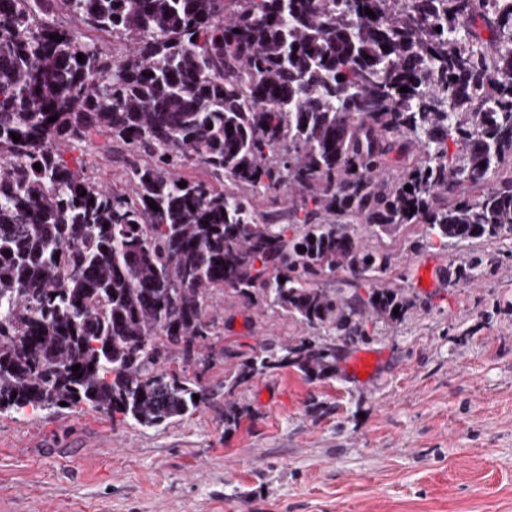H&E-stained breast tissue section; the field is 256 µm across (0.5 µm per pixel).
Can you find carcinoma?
Masks as SVG:
<instances>
[{"label": "carcinoma", "mask_w": 512, "mask_h": 512, "mask_svg": "<svg viewBox=\"0 0 512 512\" xmlns=\"http://www.w3.org/2000/svg\"><path fill=\"white\" fill-rule=\"evenodd\" d=\"M92 129L123 187L64 158ZM408 224L512 238V0H0V413L193 414L213 393L186 365L217 335L218 291L363 342L407 289L318 282L384 271L363 238ZM483 275L473 250L456 281ZM336 353L266 344L224 395L283 367L334 375Z\"/></svg>", "instance_id": "1"}]
</instances>
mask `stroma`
<instances>
[{
    "mask_svg": "<svg viewBox=\"0 0 512 512\" xmlns=\"http://www.w3.org/2000/svg\"><path fill=\"white\" fill-rule=\"evenodd\" d=\"M118 181L98 131L66 154ZM385 237L379 285L415 304L370 341L339 347L334 377L292 367L224 395V378L262 344L305 335L279 310L216 293L208 364L188 378L213 396L192 415L141 427L100 410L0 414V512H512V239L478 241L485 274L454 282L469 244ZM427 266L432 285L415 284ZM363 352L375 364L351 371ZM242 409L224 423V402Z\"/></svg>",
    "mask_w": 512,
    "mask_h": 512,
    "instance_id": "1",
    "label": "stroma"
}]
</instances>
